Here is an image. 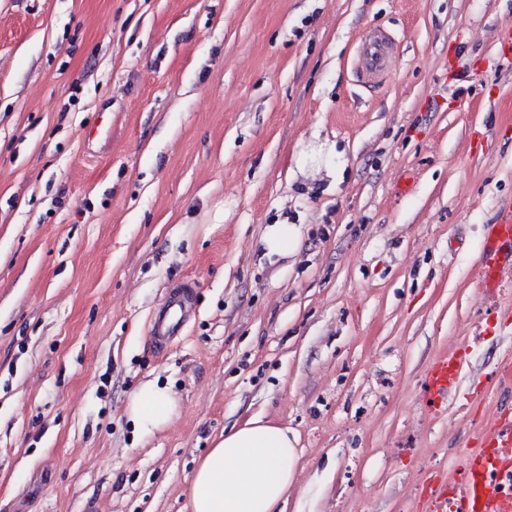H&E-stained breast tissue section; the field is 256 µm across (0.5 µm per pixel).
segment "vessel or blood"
<instances>
[{"mask_svg": "<svg viewBox=\"0 0 512 512\" xmlns=\"http://www.w3.org/2000/svg\"><path fill=\"white\" fill-rule=\"evenodd\" d=\"M390 41L369 34L361 42V77L377 83L390 68ZM512 281V199L502 200L496 219L487 227L479 261L478 285L487 293ZM196 285L187 281L172 288L156 310L149 329L153 346L166 347L190 315ZM465 366L463 355L433 361L422 386L430 411L447 407L448 392L459 381ZM422 495L428 512H512V420H496L484 438V448L461 466L433 472Z\"/></svg>", "mask_w": 512, "mask_h": 512, "instance_id": "vessel-or-blood-1", "label": "vessel or blood"}]
</instances>
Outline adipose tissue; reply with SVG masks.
Instances as JSON below:
<instances>
[{"label":"adipose tissue","instance_id":"adipose-tissue-1","mask_svg":"<svg viewBox=\"0 0 512 512\" xmlns=\"http://www.w3.org/2000/svg\"><path fill=\"white\" fill-rule=\"evenodd\" d=\"M176 401L168 388L144 384L128 413L146 434L164 427ZM297 451L284 429L255 418L217 441L190 480L192 512H280L292 485Z\"/></svg>","mask_w":512,"mask_h":512}]
</instances>
